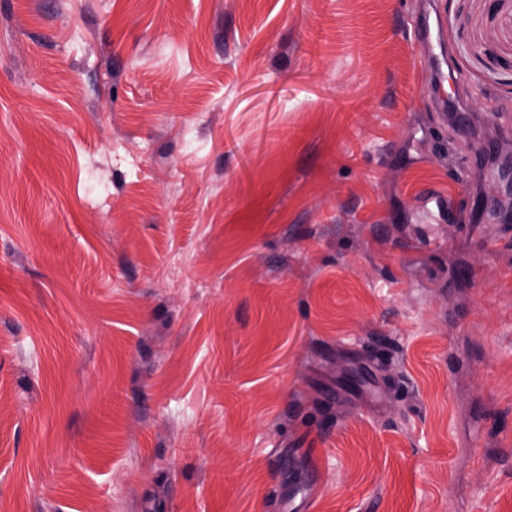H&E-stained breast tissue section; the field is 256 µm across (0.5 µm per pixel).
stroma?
<instances>
[{"label":"stroma","mask_w":512,"mask_h":512,"mask_svg":"<svg viewBox=\"0 0 512 512\" xmlns=\"http://www.w3.org/2000/svg\"><path fill=\"white\" fill-rule=\"evenodd\" d=\"M511 118L512 0H0V512H512Z\"/></svg>","instance_id":"obj_1"}]
</instances>
